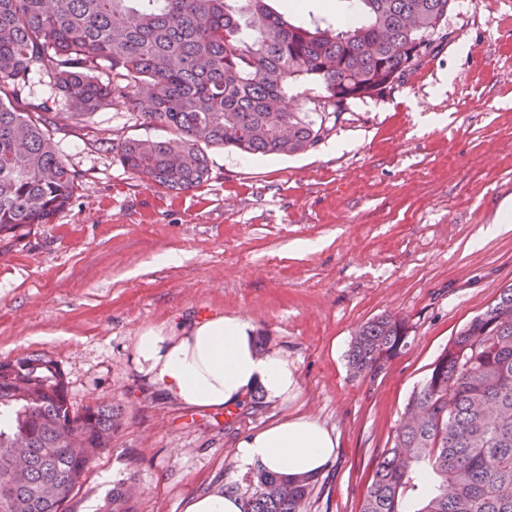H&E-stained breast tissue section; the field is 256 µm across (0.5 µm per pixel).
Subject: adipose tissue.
<instances>
[{
  "mask_svg": "<svg viewBox=\"0 0 512 512\" xmlns=\"http://www.w3.org/2000/svg\"><path fill=\"white\" fill-rule=\"evenodd\" d=\"M137 372L180 406L218 409L243 403L254 392L270 401L296 397V365L256 345L255 328L239 315L214 313L178 331L143 330L134 347ZM337 438L319 421L296 414L242 436L238 468L257 467L297 478L325 470Z\"/></svg>",
  "mask_w": 512,
  "mask_h": 512,
  "instance_id": "adipose-tissue-1",
  "label": "adipose tissue"
}]
</instances>
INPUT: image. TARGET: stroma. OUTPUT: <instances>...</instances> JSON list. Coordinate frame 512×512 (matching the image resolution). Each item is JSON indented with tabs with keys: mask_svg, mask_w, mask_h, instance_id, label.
<instances>
[{
	"mask_svg": "<svg viewBox=\"0 0 512 512\" xmlns=\"http://www.w3.org/2000/svg\"><path fill=\"white\" fill-rule=\"evenodd\" d=\"M447 39L385 95L349 101L314 148L261 157L206 147L209 175L176 192L122 168L83 125L54 141L79 177L49 224L0 235V361L53 359L73 411L112 402L120 426L65 512H185L246 490L239 438L294 414L338 438L305 512H359L411 395L471 318L512 286V230L485 236L512 199V0H454ZM112 137H161L123 106ZM173 252L177 263H160ZM246 317L259 348L298 368L295 400L195 409L134 369L150 326L214 312ZM385 314L409 344L375 377H352L355 329Z\"/></svg>",
	"mask_w": 512,
	"mask_h": 512,
	"instance_id": "stroma-1",
	"label": "stroma"
}]
</instances>
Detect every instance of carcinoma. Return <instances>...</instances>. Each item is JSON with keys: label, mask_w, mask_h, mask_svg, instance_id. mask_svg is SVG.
<instances>
[{"label": "carcinoma", "mask_w": 512, "mask_h": 512, "mask_svg": "<svg viewBox=\"0 0 512 512\" xmlns=\"http://www.w3.org/2000/svg\"><path fill=\"white\" fill-rule=\"evenodd\" d=\"M453 0H356L347 29L295 25L266 0H0V233L49 224L78 188L58 154L56 121L89 125L124 105L165 139L111 145L128 172L188 191L208 176L202 146L248 155L303 153L324 139L353 99L378 96L445 40ZM45 75L66 111L13 105ZM314 82L316 112L283 106L289 82ZM408 325L383 315L348 350L354 375L376 376L407 346ZM0 512H62L91 459L110 447L120 417L103 402L71 410L57 365L32 354L0 362ZM79 427L82 455L63 451ZM31 438L30 465L12 483L15 440ZM434 478L415 512H512V287L469 321L410 398L376 465L360 512H407L418 468ZM313 477L263 470L246 477L244 512H303ZM126 483L112 512H127Z\"/></svg>", "instance_id": "carcinoma-1"}]
</instances>
